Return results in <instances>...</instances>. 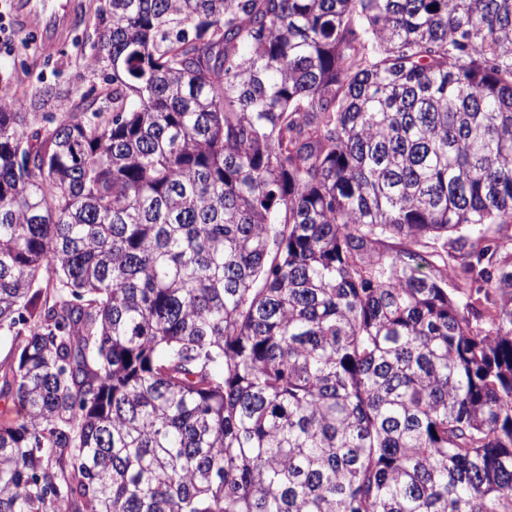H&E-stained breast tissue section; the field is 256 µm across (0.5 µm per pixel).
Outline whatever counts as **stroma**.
I'll return each instance as SVG.
<instances>
[{
  "instance_id": "35a3bbf8",
  "label": "stroma",
  "mask_w": 512,
  "mask_h": 512,
  "mask_svg": "<svg viewBox=\"0 0 512 512\" xmlns=\"http://www.w3.org/2000/svg\"><path fill=\"white\" fill-rule=\"evenodd\" d=\"M105 0H77L79 24L70 37L52 53H44L34 35L15 24L11 0H0V81H9L19 93L52 85L60 91L51 110L56 115L75 112L83 99L98 95L107 74L89 68L85 57L97 33L91 24L96 8Z\"/></svg>"
}]
</instances>
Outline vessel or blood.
Segmentation results:
<instances>
[{
  "mask_svg": "<svg viewBox=\"0 0 512 512\" xmlns=\"http://www.w3.org/2000/svg\"><path fill=\"white\" fill-rule=\"evenodd\" d=\"M14 20L19 29L35 34L47 52L55 50L78 24L74 6L60 0H14Z\"/></svg>",
  "mask_w": 512,
  "mask_h": 512,
  "instance_id": "b4317fda",
  "label": "vessel or blood"
}]
</instances>
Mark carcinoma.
Listing matches in <instances>:
<instances>
[{"label":"carcinoma","mask_w":512,"mask_h":512,"mask_svg":"<svg viewBox=\"0 0 512 512\" xmlns=\"http://www.w3.org/2000/svg\"><path fill=\"white\" fill-rule=\"evenodd\" d=\"M102 11L0 85V512H512V0Z\"/></svg>","instance_id":"1"}]
</instances>
